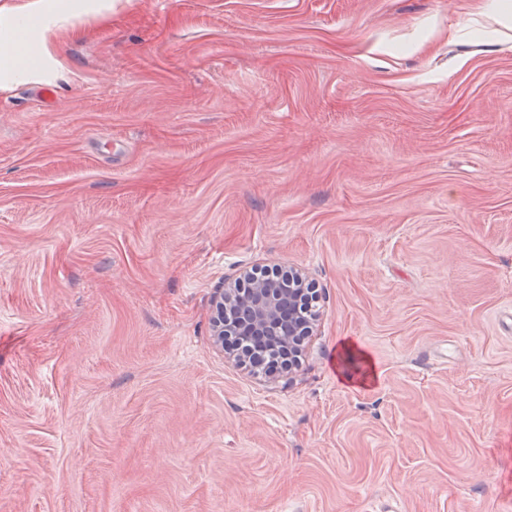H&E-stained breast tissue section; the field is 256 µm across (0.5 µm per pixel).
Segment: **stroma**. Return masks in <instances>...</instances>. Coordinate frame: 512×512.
Segmentation results:
<instances>
[{
	"label": "stroma",
	"instance_id": "stroma-1",
	"mask_svg": "<svg viewBox=\"0 0 512 512\" xmlns=\"http://www.w3.org/2000/svg\"><path fill=\"white\" fill-rule=\"evenodd\" d=\"M508 7L0 0V512H512ZM254 268L291 372L213 345ZM251 287L241 290L230 285L218 288L213 296L212 338L214 345L224 350L225 339L240 345L243 336H250L253 345L261 342L264 351H286L300 348L301 336H309L316 320L314 303L317 297L304 296L301 288L290 278L288 286L273 278H287L275 272L261 270ZM288 324L285 335L266 345L267 336ZM360 354L361 353L356 350L355 346L347 344H343L341 350L338 353V362L343 364L345 367H348L350 371L353 372H345L344 375L348 381H353V374H359L362 371L361 369L355 367L357 360H360L361 362L365 361V357H362ZM367 376L368 372H362L358 380L361 383H364Z\"/></svg>",
	"mask_w": 512,
	"mask_h": 512
}]
</instances>
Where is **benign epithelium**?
<instances>
[{
	"label": "benign epithelium",
	"mask_w": 512,
	"mask_h": 512,
	"mask_svg": "<svg viewBox=\"0 0 512 512\" xmlns=\"http://www.w3.org/2000/svg\"><path fill=\"white\" fill-rule=\"evenodd\" d=\"M315 297H306L293 282L257 278L241 290L230 285L213 296L212 338L224 349V341L240 343L244 336L265 344V350L279 352L299 348L310 334Z\"/></svg>",
	"instance_id": "7a95c632"
}]
</instances>
